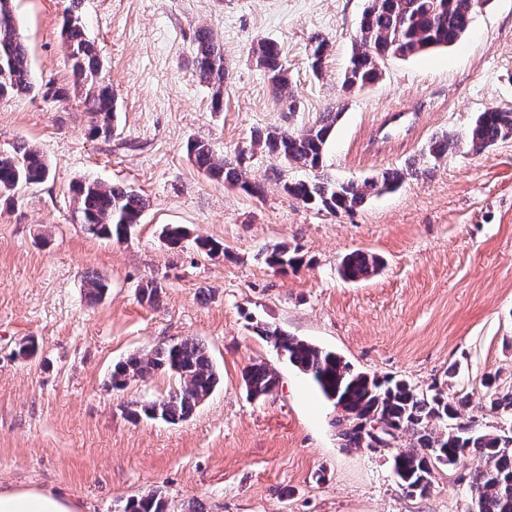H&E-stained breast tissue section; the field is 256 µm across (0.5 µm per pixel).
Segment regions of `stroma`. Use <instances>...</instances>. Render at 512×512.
<instances>
[{"label": "stroma", "mask_w": 512, "mask_h": 512, "mask_svg": "<svg viewBox=\"0 0 512 512\" xmlns=\"http://www.w3.org/2000/svg\"><path fill=\"white\" fill-rule=\"evenodd\" d=\"M70 0H14L35 88L0 99V154L19 141L47 159V182L0 206V488L73 498L79 512H124L157 491L166 512H465V456L440 468L431 491L409 493L389 449L344 447L340 411L308 376L255 332L277 327L341 355L356 370L401 377L445 395L472 390L481 419L483 376L512 386V139L482 153L467 144L422 161L435 136H464L479 112L512 109V0H490L456 45L390 58L382 77L345 92L341 76L367 0H83L82 20L116 101L118 132L93 136L62 39ZM209 29L224 50V106L193 66L194 39ZM330 49L320 73L309 40ZM274 42L295 101L276 96L252 47ZM50 88L67 90L55 100ZM339 112L324 174L361 180L419 162L396 192L353 212L309 208L288 183L311 171L251 148L257 129L298 131ZM243 157L262 195L209 180L188 142ZM130 186L148 201L122 242L89 236L70 184ZM223 243L211 256L169 248L163 225ZM298 250L294 270L268 266L263 249ZM356 250L382 261L350 282L338 272ZM110 290L91 302L84 277ZM158 303L141 302L147 281ZM34 338L38 355H17ZM203 342L220 376L186 421L131 420L128 403L166 394L155 373L123 390L114 365L182 338ZM279 376L266 398L248 396L244 368Z\"/></svg>", "instance_id": "obj_1"}]
</instances>
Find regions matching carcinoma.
I'll return each instance as SVG.
<instances>
[{"instance_id":"obj_1","label":"carcinoma","mask_w":512,"mask_h":512,"mask_svg":"<svg viewBox=\"0 0 512 512\" xmlns=\"http://www.w3.org/2000/svg\"><path fill=\"white\" fill-rule=\"evenodd\" d=\"M485 0H369L362 13L354 47L342 83L362 90L379 80L384 60L410 57L455 45L469 30L473 15ZM62 32L76 82L85 90L90 114V131L95 136L112 138L116 126L112 86L101 77L102 63L78 15L64 19ZM329 50L327 39L316 35L310 41L311 68L322 69ZM253 55L273 89L288 103L294 94L277 44L258 41ZM193 66L201 82L212 90L214 109L224 101V50L211 31H198L193 51ZM34 87L27 42L17 22L13 0H0V99L21 97ZM339 112L328 111L313 126L300 130H255L252 144L266 150L288 166L318 170L324 167L327 144ZM512 138V111L492 109L479 113L467 134V144L484 151ZM457 146L451 134L431 139L423 157L439 161ZM196 167L208 178L236 187L251 195L262 187L247 179L242 159L231 161L216 154L205 142L187 144ZM50 168L42 153L22 141L13 152L0 155V200H10L15 192L48 180ZM404 171L388 169L361 181H336L329 178L299 180L286 186L288 194L307 207L336 213L352 212L371 198L402 186ZM70 191L77 216L92 237L121 242L137 224L146 208V199L131 187L105 184L95 179H79ZM162 235L172 249L187 239L184 226L168 224ZM297 251L274 246L267 250L266 262L286 271L301 265ZM380 259L365 252L346 255L338 272L345 280L365 279L376 273ZM88 293L103 298L108 282L95 274L86 276ZM257 335L276 352L308 375L322 395L342 412L339 425L347 448H368L370 437L365 421H379L395 431L391 461L393 472L411 494L423 495L433 485L440 466H451L469 453L479 466L469 476L471 505L468 512H512V425L476 427L465 418L471 394L458 391L452 399L435 383L420 390L404 379H379L355 370L332 351L323 350L274 328L256 327ZM165 373L177 381L167 395L129 411L137 419L145 416L168 423L187 420L214 391L218 376L204 345L186 338L160 346L149 353L131 355L119 362L111 374V386L125 389L130 382L152 372ZM243 381L247 394L255 399L272 394L279 383L274 369L259 362L245 367ZM487 388L481 409L494 417L512 416V389L501 390L496 377L483 380ZM438 422L442 429L432 427ZM126 512H166L165 501L156 491L131 499Z\"/></svg>"}]
</instances>
